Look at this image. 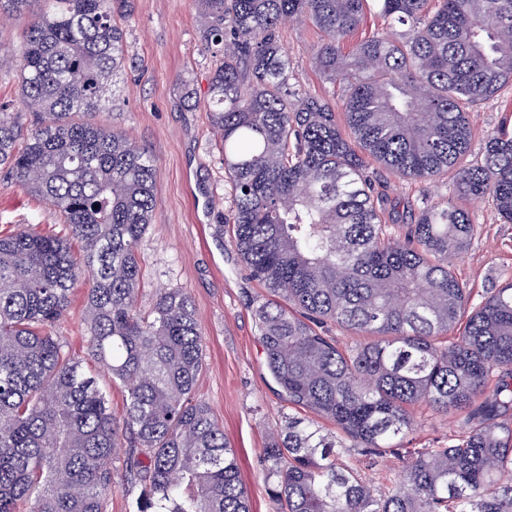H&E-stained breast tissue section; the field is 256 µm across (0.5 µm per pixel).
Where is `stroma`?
I'll return each mask as SVG.
<instances>
[{"instance_id":"obj_1","label":"stroma","mask_w":512,"mask_h":512,"mask_svg":"<svg viewBox=\"0 0 512 512\" xmlns=\"http://www.w3.org/2000/svg\"><path fill=\"white\" fill-rule=\"evenodd\" d=\"M121 24L135 68L122 77L114 106L95 119L126 130L156 163L157 205L138 245V304L149 309L162 287L183 288L191 295L205 338L197 394L238 452L251 512H273L262 451L268 432L280 425L285 406L267 369L254 317L267 292L231 246L232 227L224 222V160L204 107L212 62L201 46V18L194 0H134ZM280 33L300 85L336 99L338 85L324 80L312 63L319 31L287 23ZM508 117L510 85L472 110V152H479L486 136ZM367 166L390 202H412L423 192L443 201L450 194L447 179L424 185L399 178L375 161ZM467 208L476 232L456 259L455 271L467 282L472 301L478 302L488 289L512 279V224L503 223L490 202L471 201ZM24 228L54 237L69 235L68 226L47 203L0 174V236ZM85 316L86 290L79 284L53 333L80 357L87 354ZM413 415L414 430L403 442L407 448L447 444L460 428V416L424 405L415 406Z\"/></svg>"}]
</instances>
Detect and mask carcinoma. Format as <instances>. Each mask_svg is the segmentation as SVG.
<instances>
[{"mask_svg":"<svg viewBox=\"0 0 512 512\" xmlns=\"http://www.w3.org/2000/svg\"><path fill=\"white\" fill-rule=\"evenodd\" d=\"M197 2L225 223L269 291L255 318L288 408L263 448L274 512H512V280L470 304L453 271L469 211L423 193L396 233L364 161L419 183L450 174L454 195L512 222V131L468 159L470 110L512 84V0H375L389 30L348 49L369 0ZM36 3L19 48L0 53L25 110L0 104V170L61 216L81 253L36 231L0 237V512H104L121 448L136 512H250L238 454L196 397L190 296L166 288L137 308L155 161L92 120L131 63L116 17L132 0H0V15ZM286 22L320 31L312 57L342 86L344 124L291 83ZM81 279L88 354L126 391L120 422L51 334ZM328 323L363 340L340 348L318 331ZM417 404L466 425L403 462L387 492L340 463L356 448L375 464L414 429Z\"/></svg>","mask_w":512,"mask_h":512,"instance_id":"cac0c4a2","label":"carcinoma"}]
</instances>
